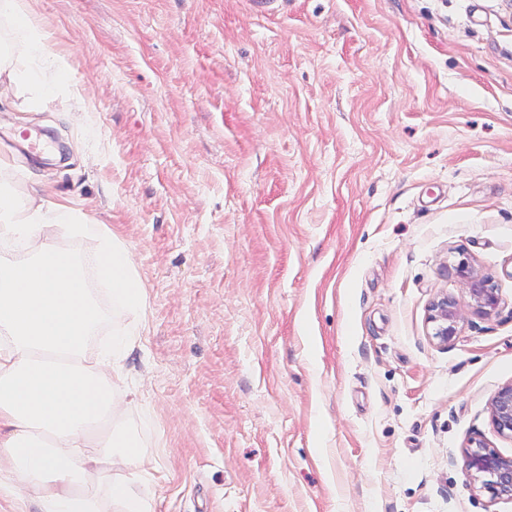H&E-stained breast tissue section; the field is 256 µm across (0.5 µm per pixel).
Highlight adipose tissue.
Listing matches in <instances>:
<instances>
[{"label": "adipose tissue", "mask_w": 512, "mask_h": 512, "mask_svg": "<svg viewBox=\"0 0 512 512\" xmlns=\"http://www.w3.org/2000/svg\"><path fill=\"white\" fill-rule=\"evenodd\" d=\"M70 80L30 0H0V100L39 112ZM54 227L97 241L93 263L113 308L135 316L92 359L86 352L101 309L79 261L49 243ZM0 240L30 254L0 261V499L18 501L19 512H112L116 504L152 512L156 476L142 441L116 430L91 439L129 403L120 382L140 334L143 292L125 247L38 185L22 196L0 187ZM127 465L131 477H113Z\"/></svg>", "instance_id": "obj_1"}]
</instances>
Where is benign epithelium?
Listing matches in <instances>:
<instances>
[{"mask_svg":"<svg viewBox=\"0 0 512 512\" xmlns=\"http://www.w3.org/2000/svg\"><path fill=\"white\" fill-rule=\"evenodd\" d=\"M469 304L484 316L494 314L500 304L491 277L485 275L468 260L456 266ZM460 321L458 301L446 294L433 299L428 307V322L433 325L432 338L446 345L456 336ZM489 414L496 432L512 438V383L500 387L489 402ZM464 471L479 490L492 498L512 499V457H505L491 449L481 439H473L464 452Z\"/></svg>","mask_w":512,"mask_h":512,"instance_id":"7a95c632","label":"benign epithelium"}]
</instances>
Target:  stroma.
Masks as SVG:
<instances>
[{
  "label": "stroma",
  "mask_w": 512,
  "mask_h": 512,
  "mask_svg": "<svg viewBox=\"0 0 512 512\" xmlns=\"http://www.w3.org/2000/svg\"><path fill=\"white\" fill-rule=\"evenodd\" d=\"M71 82L0 109L145 293L117 420L155 512H512V0H32ZM500 305L429 336L461 258ZM489 414L496 432L512 438V383L503 385L492 396ZM464 471L480 491H487L494 499H512V457L490 449L483 440L473 439L466 447Z\"/></svg>",
  "instance_id": "obj_1"
}]
</instances>
